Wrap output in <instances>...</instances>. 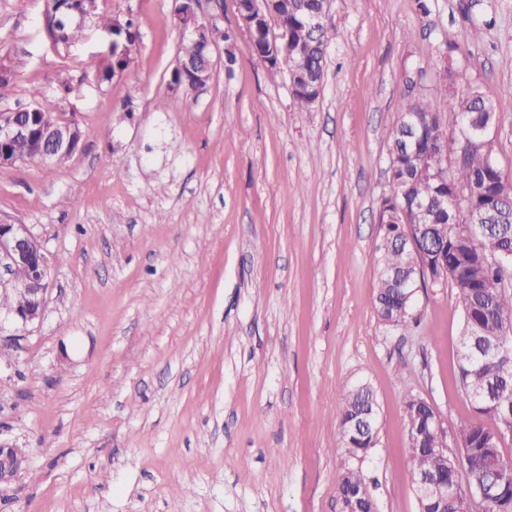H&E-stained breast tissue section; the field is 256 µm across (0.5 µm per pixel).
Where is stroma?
Instances as JSON below:
<instances>
[{"label":"stroma","instance_id":"1","mask_svg":"<svg viewBox=\"0 0 512 512\" xmlns=\"http://www.w3.org/2000/svg\"><path fill=\"white\" fill-rule=\"evenodd\" d=\"M331 0L322 97L238 36L232 72L167 96L174 0H105L141 34L134 66L62 102L83 131L62 169L0 168V223L28 224L53 264L42 321L0 354V438L28 451L0 512H342L347 389L378 433L361 466L378 512H418L403 396L449 427L475 420L451 286L418 289L415 323L373 305L387 141L408 93L448 114L445 59L497 101L512 180V0ZM45 0H0V110L59 94L97 48L49 44Z\"/></svg>","mask_w":512,"mask_h":512}]
</instances>
